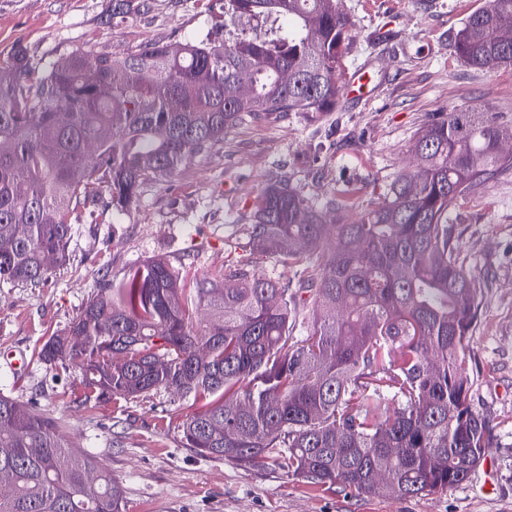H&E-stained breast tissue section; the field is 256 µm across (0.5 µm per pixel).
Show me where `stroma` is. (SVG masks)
Wrapping results in <instances>:
<instances>
[{
  "label": "stroma",
  "instance_id": "stroma-1",
  "mask_svg": "<svg viewBox=\"0 0 512 512\" xmlns=\"http://www.w3.org/2000/svg\"><path fill=\"white\" fill-rule=\"evenodd\" d=\"M109 24L112 0H0V61L23 47L48 63L89 47L121 54L148 41L220 39L224 0H149ZM487 0H342L353 27L343 71L371 68L368 101L339 100L313 118L245 123L223 143L180 163L172 179L145 184L115 219L83 215L69 259L36 287L0 283V354L25 355L23 371L0 358V394L59 421L120 482L125 512H512V173L449 212L454 237L479 280L481 322L470 345L479 377L471 407L495 435L492 472L430 496L377 498L325 488L272 465L243 468L184 444L188 404L161 391L147 400L81 403L73 371L37 357L101 280H119L157 256H189L188 277L218 276L234 226L279 170L326 210L354 220L415 167L411 143L440 115L477 109L512 126V66L480 70L452 49L462 20Z\"/></svg>",
  "mask_w": 512,
  "mask_h": 512
}]
</instances>
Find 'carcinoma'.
<instances>
[{"mask_svg": "<svg viewBox=\"0 0 512 512\" xmlns=\"http://www.w3.org/2000/svg\"><path fill=\"white\" fill-rule=\"evenodd\" d=\"M341 0H225L264 35L78 50L47 65L19 47L0 62V282L48 279L82 209L120 214L245 122L336 109L351 21ZM512 0H488L453 49L512 66L499 40ZM249 90L242 91L243 86ZM512 127L462 109L418 133V164L382 201L323 222L282 176L236 227L224 274L192 281L164 258L106 281L39 358L77 368L84 400L163 390L198 408L186 447L250 468L272 463L369 497L435 495L465 482L494 441L471 409L470 342L481 288L448 227L459 200L512 170ZM265 258L293 279L260 277ZM110 471L55 420L0 394V512H123Z\"/></svg>", "mask_w": 512, "mask_h": 512, "instance_id": "carcinoma-1", "label": "carcinoma"}]
</instances>
